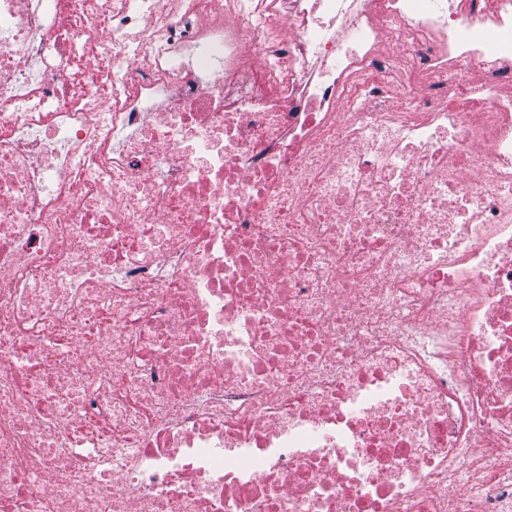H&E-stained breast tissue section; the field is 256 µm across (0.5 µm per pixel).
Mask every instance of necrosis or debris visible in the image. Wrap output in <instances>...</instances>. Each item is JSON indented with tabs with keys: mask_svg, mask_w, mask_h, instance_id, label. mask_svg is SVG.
I'll return each instance as SVG.
<instances>
[{
	"mask_svg": "<svg viewBox=\"0 0 512 512\" xmlns=\"http://www.w3.org/2000/svg\"><path fill=\"white\" fill-rule=\"evenodd\" d=\"M0 512H512V0H0Z\"/></svg>",
	"mask_w": 512,
	"mask_h": 512,
	"instance_id": "necrosis-or-debris-1",
	"label": "necrosis or debris"
}]
</instances>
